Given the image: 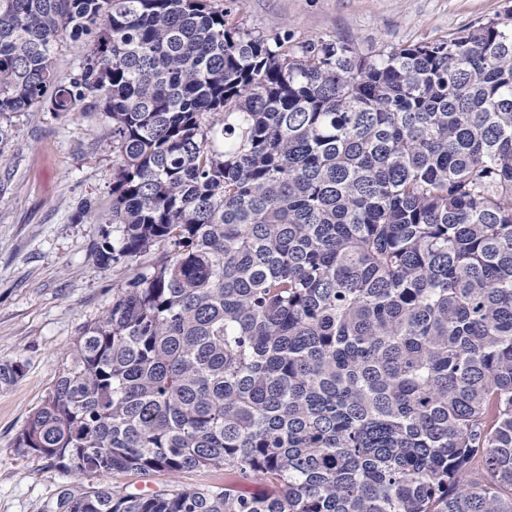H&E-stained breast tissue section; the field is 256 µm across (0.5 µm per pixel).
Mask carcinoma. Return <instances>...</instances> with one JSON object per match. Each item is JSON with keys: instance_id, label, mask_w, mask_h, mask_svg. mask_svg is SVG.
<instances>
[{"instance_id": "obj_1", "label": "carcinoma", "mask_w": 512, "mask_h": 512, "mask_svg": "<svg viewBox=\"0 0 512 512\" xmlns=\"http://www.w3.org/2000/svg\"><path fill=\"white\" fill-rule=\"evenodd\" d=\"M34 108L108 118L95 252L150 256L19 434L71 477L41 512H512V14L361 51L207 0H0V115ZM197 469L224 481L90 482ZM90 39V36H83L77 41L67 38L61 43L54 57V67L59 78H67L76 69Z\"/></svg>"}]
</instances>
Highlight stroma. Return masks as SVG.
Here are the masks:
<instances>
[{
	"label": "stroma",
	"instance_id": "1",
	"mask_svg": "<svg viewBox=\"0 0 512 512\" xmlns=\"http://www.w3.org/2000/svg\"><path fill=\"white\" fill-rule=\"evenodd\" d=\"M241 27L283 26L296 39L346 40L360 49L428 42L478 20L505 17L512 0H210ZM0 360L23 376L0 390V512H39L66 477L17 446L28 418L69 363L82 328L112 303L134 264L99 265L95 246L115 237L112 130L97 112L43 110L0 117ZM214 473L142 477L110 473L104 485L197 486Z\"/></svg>",
	"mask_w": 512,
	"mask_h": 512
}]
</instances>
